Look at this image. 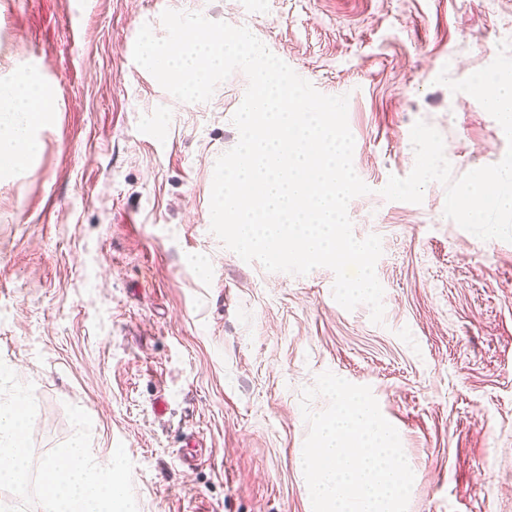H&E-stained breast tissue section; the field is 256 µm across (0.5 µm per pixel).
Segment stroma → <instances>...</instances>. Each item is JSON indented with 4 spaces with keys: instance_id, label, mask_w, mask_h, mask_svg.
<instances>
[{
    "instance_id": "obj_1",
    "label": "stroma",
    "mask_w": 512,
    "mask_h": 512,
    "mask_svg": "<svg viewBox=\"0 0 512 512\" xmlns=\"http://www.w3.org/2000/svg\"><path fill=\"white\" fill-rule=\"evenodd\" d=\"M247 27L297 75L348 98L353 234H375L382 324L335 275L267 271L210 230L214 164L239 140L248 79L185 103L133 59L164 10ZM512 41V0H0V83L37 64L57 97L38 155L0 172V359L33 383L36 457L92 419L124 445L138 512H312L300 400L317 375L369 386L415 479L408 512H512V243L386 200L440 132L453 178L507 139L461 80ZM160 124L163 143L147 133ZM203 259L208 276L193 264Z\"/></svg>"
}]
</instances>
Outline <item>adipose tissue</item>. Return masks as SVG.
I'll use <instances>...</instances> for the list:
<instances>
[{"mask_svg":"<svg viewBox=\"0 0 512 512\" xmlns=\"http://www.w3.org/2000/svg\"><path fill=\"white\" fill-rule=\"evenodd\" d=\"M55 105L53 91L34 73L20 71L0 89V169L24 168L39 148L34 125L48 118Z\"/></svg>","mask_w":512,"mask_h":512,"instance_id":"adipose-tissue-1","label":"adipose tissue"}]
</instances>
